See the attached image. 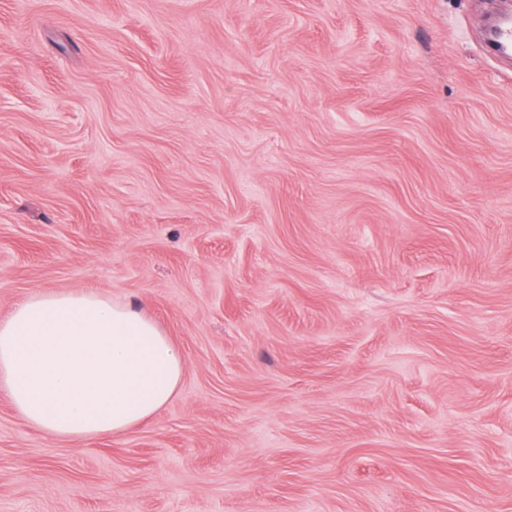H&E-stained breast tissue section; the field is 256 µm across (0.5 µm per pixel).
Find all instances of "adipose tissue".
I'll return each instance as SVG.
<instances>
[{
	"label": "adipose tissue",
	"instance_id": "obj_1",
	"mask_svg": "<svg viewBox=\"0 0 512 512\" xmlns=\"http://www.w3.org/2000/svg\"><path fill=\"white\" fill-rule=\"evenodd\" d=\"M183 367L152 318L89 290L30 291L0 320V390L55 439L129 433L175 396Z\"/></svg>",
	"mask_w": 512,
	"mask_h": 512
}]
</instances>
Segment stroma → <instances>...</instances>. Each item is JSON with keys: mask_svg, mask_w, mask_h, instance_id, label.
Here are the masks:
<instances>
[{"mask_svg": "<svg viewBox=\"0 0 512 512\" xmlns=\"http://www.w3.org/2000/svg\"><path fill=\"white\" fill-rule=\"evenodd\" d=\"M490 0H0V319L145 309L178 393L0 512H512V65Z\"/></svg>", "mask_w": 512, "mask_h": 512, "instance_id": "obj_1", "label": "stroma"}]
</instances>
